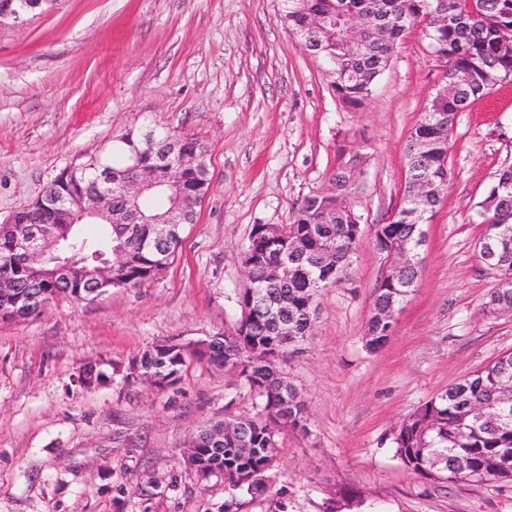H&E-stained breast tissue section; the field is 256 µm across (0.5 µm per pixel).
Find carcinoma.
I'll use <instances>...</instances> for the list:
<instances>
[{
	"instance_id": "obj_1",
	"label": "carcinoma",
	"mask_w": 512,
	"mask_h": 512,
	"mask_svg": "<svg viewBox=\"0 0 512 512\" xmlns=\"http://www.w3.org/2000/svg\"><path fill=\"white\" fill-rule=\"evenodd\" d=\"M282 18L303 46L315 38L322 42L320 63L330 67L326 75L332 91L350 108L365 106L373 97L378 79L386 69L398 41L409 29L419 28L430 53L444 66L443 80L458 83L457 91L447 97H433L427 111L445 118L448 130H453L457 116L491 87L512 75V0H280ZM351 13H362L371 19L360 36V48L353 51L343 41L340 31L344 18ZM316 15L327 19V32L309 29L310 19ZM166 132L155 129L153 140L145 131L128 129L116 137V144L101 156L93 157L75 171L58 175L53 184L44 189L51 196L62 198L74 193L90 194L100 186L99 175L107 171L124 170L130 159L139 158L156 178L178 175L192 188L194 194L208 195L211 188L209 170L188 162L164 160L159 155V144ZM422 139L429 144L427 153L420 156L412 150V143ZM447 134L427 118L412 128L406 145L404 164L408 175L416 174L429 181L441 182L448 176ZM364 157L359 151L342 155L336 165L339 193L335 198L318 194L305 197L295 211L292 223L284 226L282 236L270 239L257 226H252L242 249V263L253 265L256 278L238 288L240 309L257 306L258 293L288 297V310L296 315V329L300 336L310 335L314 322L306 317L307 308L317 303L322 291L337 286L345 278L349 265L346 256L356 248L355 229L358 215L349 205L353 185L341 182L344 168L361 166ZM401 207L397 218L381 225V232L372 240L377 250L397 241L410 240L417 234L412 220ZM478 223L487 225L484 238L496 236L499 227L512 228V165L500 168L487 196L476 211ZM56 231L74 251L79 260L93 261L96 257L120 244L125 245L126 260L113 270L116 286L137 288L162 277L164 269L173 262L182 244L183 228L162 238L156 224H105L98 236L86 239L78 232V225H55ZM300 242L308 253L330 242L336 247V267H320L289 252L288 240ZM272 264L284 265L285 283L278 288L263 277V270ZM497 272L511 278L509 287L491 293L488 302L512 307V249L502 251L496 260ZM13 280L15 293L0 297V318L14 320L12 311L18 298L32 292L45 296L48 302L72 298L57 282L47 279L32 267L0 265V277ZM419 271L409 270L404 282L383 284V297L395 296L401 302L412 292L407 284L418 279ZM243 348L237 358L241 371L239 378L261 398V409L249 417L252 423L253 448L240 455L228 442L206 444V461L216 463L215 473L233 482V472L246 470L254 476L247 490L265 494L270 489L268 473L273 458L266 453V434L271 410L278 406L273 392L277 361L286 357L280 350L271 324L262 314L241 317L230 332L212 337L203 353L194 351L161 352L147 349L139 355L142 363L141 382L149 383L148 375H163L177 383L182 372L193 359L205 360L216 366L227 364L229 353ZM512 370V353L499 357L491 365L451 385L443 395L419 407L399 435L394 437L396 454L402 463L416 474L440 479L448 473L435 466L439 456L460 461L465 470L463 479L482 481L488 478L507 479L504 467L512 469V404L494 418L479 420L471 408L495 403L497 375L503 367Z\"/></svg>"
}]
</instances>
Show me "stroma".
<instances>
[{
	"label": "stroma",
	"mask_w": 512,
	"mask_h": 512,
	"mask_svg": "<svg viewBox=\"0 0 512 512\" xmlns=\"http://www.w3.org/2000/svg\"><path fill=\"white\" fill-rule=\"evenodd\" d=\"M442 73L411 30L373 99L348 108L282 21L280 0H55L0 29V222L129 128L195 135L212 177L162 278L0 321V512H224L231 498L233 512H271L268 496L230 495L222 477L200 479L184 461L202 427L257 412L249 387L194 361L159 391L128 367L156 343L232 330L252 226L292 223L339 155L356 150L366 164L349 203L362 240L282 364L307 429L278 435L272 487L288 512H512V479L418 475L391 438L449 385L512 353V313L484 312L496 278L478 257L476 222L496 172L512 164V81L460 114L417 284L392 335L374 349L364 340L386 271L371 228L399 203L407 136ZM92 360L107 384H80Z\"/></svg>",
	"instance_id": "stroma-1"
}]
</instances>
